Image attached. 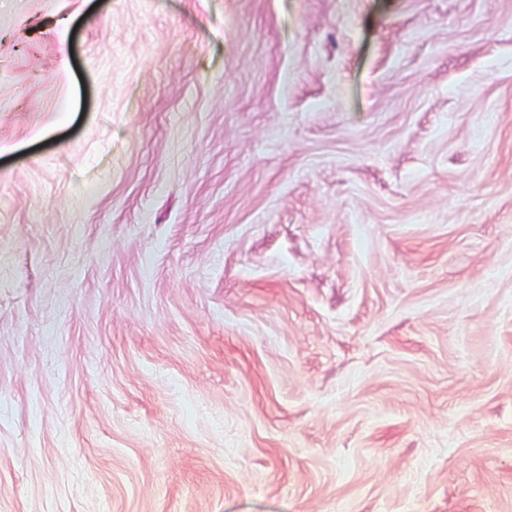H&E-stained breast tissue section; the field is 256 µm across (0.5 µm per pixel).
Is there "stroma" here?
Here are the masks:
<instances>
[{
    "mask_svg": "<svg viewBox=\"0 0 512 512\" xmlns=\"http://www.w3.org/2000/svg\"><path fill=\"white\" fill-rule=\"evenodd\" d=\"M512 512V0H0V512Z\"/></svg>",
    "mask_w": 512,
    "mask_h": 512,
    "instance_id": "obj_1",
    "label": "stroma"
}]
</instances>
